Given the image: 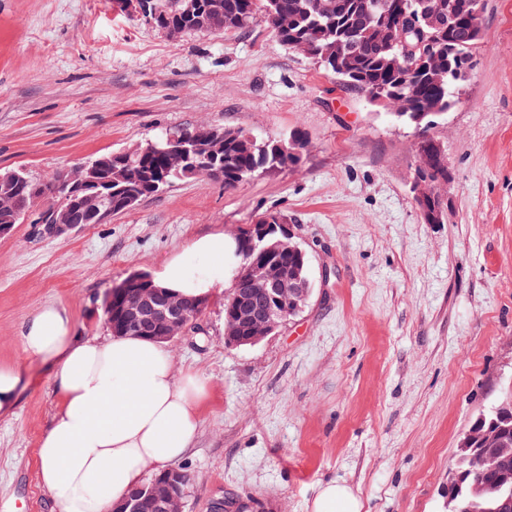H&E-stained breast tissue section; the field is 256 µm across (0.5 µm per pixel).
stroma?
<instances>
[{
  "instance_id": "stroma-1",
  "label": "stroma",
  "mask_w": 512,
  "mask_h": 512,
  "mask_svg": "<svg viewBox=\"0 0 512 512\" xmlns=\"http://www.w3.org/2000/svg\"><path fill=\"white\" fill-rule=\"evenodd\" d=\"M484 37L447 117L449 219L411 194L416 135L343 88L263 22L174 40L112 0H0V171L44 181L93 155L211 124L309 148L292 169L235 188L174 184L68 237L24 222L0 238V365L23 377L0 416V512H56L38 448L59 408L47 364L27 357L46 304L103 336V298L196 237L233 235L270 211L307 253L311 294L253 346L224 345L223 297L168 343L206 377L185 512L220 494L250 512H309L320 483L362 512H448V474L476 418L512 390V0H484Z\"/></svg>"
}]
</instances>
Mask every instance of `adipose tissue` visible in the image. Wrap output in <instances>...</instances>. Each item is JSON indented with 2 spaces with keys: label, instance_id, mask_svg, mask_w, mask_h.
Wrapping results in <instances>:
<instances>
[{
  "label": "adipose tissue",
  "instance_id": "ef3b65f1",
  "mask_svg": "<svg viewBox=\"0 0 512 512\" xmlns=\"http://www.w3.org/2000/svg\"><path fill=\"white\" fill-rule=\"evenodd\" d=\"M235 241L216 231L192 240L153 277L161 288L210 299L224 291ZM204 257L201 267L187 254ZM24 349L50 363L61 403L39 448L40 480L58 512H112L148 470L164 469L192 448L208 395L204 377L177 373L162 343L137 336L80 337L65 310L47 304L28 320ZM312 512H362L354 490L322 484Z\"/></svg>",
  "mask_w": 512,
  "mask_h": 512
}]
</instances>
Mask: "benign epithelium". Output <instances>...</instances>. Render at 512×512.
Masks as SVG:
<instances>
[{
  "instance_id": "obj_1",
  "label": "benign epithelium",
  "mask_w": 512,
  "mask_h": 512,
  "mask_svg": "<svg viewBox=\"0 0 512 512\" xmlns=\"http://www.w3.org/2000/svg\"><path fill=\"white\" fill-rule=\"evenodd\" d=\"M113 9L120 12L138 13V17L153 21L150 4L147 0H113ZM106 198L100 192H85L75 195L73 205L54 213V223L42 228L45 236L55 238L76 232L79 225L73 219V211L79 210L98 215L105 205ZM286 224H251L250 235L237 238L238 253L247 255L256 248V243L264 242L263 251L272 256L288 245L289 234ZM246 279L248 288H239L237 283ZM138 294L135 304L123 311L121 323L125 331L134 335L160 331L158 340L170 342L188 330L184 317L181 297L155 286L151 278L140 273L128 275L120 287L107 291L106 304L112 306V293ZM308 285L297 276L276 277L272 267L242 260L231 280L229 292L231 314L224 334V344L237 348L243 344L252 346L272 334L281 321L288 317V303L294 297H305ZM245 325L253 331L251 336H233L235 326ZM187 491L183 487L182 472L169 468L156 475L149 483L140 486L113 512H144L149 505L152 512H183ZM208 512H243L240 503L231 495L215 497L208 504Z\"/></svg>"
}]
</instances>
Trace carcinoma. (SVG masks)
<instances>
[{"mask_svg":"<svg viewBox=\"0 0 512 512\" xmlns=\"http://www.w3.org/2000/svg\"><path fill=\"white\" fill-rule=\"evenodd\" d=\"M153 27L170 26L186 33L224 34L248 29L264 19L276 38L302 50L340 84L364 93L390 119L412 128L417 136L414 181L432 188L448 185V154L444 142L430 134L435 119L448 114L460 82L476 65L475 50L484 36L480 0H200V20L182 11L180 0H157ZM172 139L182 142L190 163L166 168L154 146ZM308 149L306 136L263 137L243 129L186 127L146 141L133 153L110 152L87 160L100 186L112 191V214L123 213L142 199L177 182L207 177L234 188L260 175L296 167ZM0 225L20 224L37 212L33 222L50 223L51 212L72 203L69 173L58 172L37 182L23 169L11 172L0 185ZM288 251L270 259L278 270L297 266ZM474 444L482 447L495 434L494 457L460 453L458 486L448 494L449 512H496L512 485L501 484L512 472V421L500 418V405L472 425Z\"/></svg>","mask_w":512,"mask_h":512,"instance_id":"1","label":"carcinoma"}]
</instances>
